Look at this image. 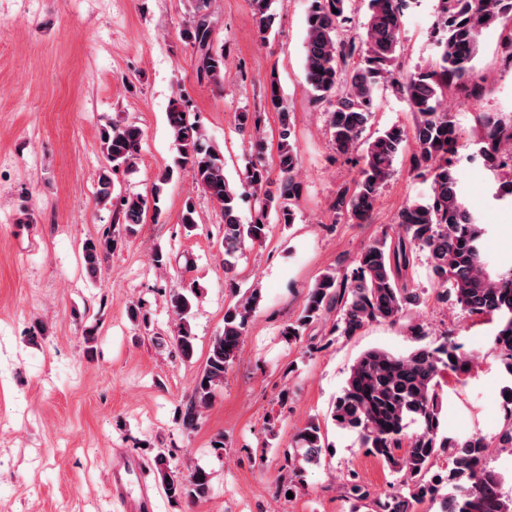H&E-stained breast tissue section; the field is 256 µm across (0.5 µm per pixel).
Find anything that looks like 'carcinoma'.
Masks as SVG:
<instances>
[{
  "instance_id": "1",
  "label": "carcinoma",
  "mask_w": 512,
  "mask_h": 512,
  "mask_svg": "<svg viewBox=\"0 0 512 512\" xmlns=\"http://www.w3.org/2000/svg\"><path fill=\"white\" fill-rule=\"evenodd\" d=\"M273 2L251 0L254 18L264 34L272 30L276 19ZM365 2L366 21L360 33L349 34L345 29L350 0H313L306 19L304 71L310 100L324 109L336 152L356 153L362 160L354 188L338 191L332 209L338 216L365 221L393 174L398 154L410 140L414 143L412 167L423 171L430 181L429 191L424 200L397 212L394 235L364 247L350 272L340 277L334 272L323 274L308 291L301 316L285 328L284 335L290 343L300 340L323 311L333 308L336 322L332 332L339 336H353L373 321L398 322L423 301L411 279L414 256L423 252L439 300H450L470 314L495 321L491 350L512 376V262L501 264L493 273L488 270L483 248L486 217L466 205L454 165L466 142H472L477 156L494 175L492 198L512 206V156L503 152L504 145L512 143V116L505 120L478 114L479 132L468 139L456 116L444 108L450 91L463 89L471 98L480 96L475 59L485 32L502 29L501 53L512 62V0H437L433 22L436 56L428 67L414 71L404 70L398 62L409 0ZM209 8L210 0H192L193 20L183 35L196 47L199 78L219 83L224 77V49L213 48ZM381 84L390 85L405 99L414 114V126L408 130L392 125L367 138ZM265 96L280 118L277 181L270 180L263 166L253 165L239 185H231L224 174L223 155L183 100H173L167 112L178 168L224 216L221 245L228 274L247 245L266 241L270 217L283 224L294 223V208L302 192L300 159L290 143V112L273 75L265 86ZM238 121L251 145L263 149L260 116L241 112ZM142 139V129L133 123L114 122L102 132L108 166L98 178L99 202L112 200L111 174L120 168L133 169ZM173 174L171 168L161 173L149 196L120 198L118 215L125 231L132 232L135 225L144 223L148 211L158 213L163 185ZM247 194L254 200L255 215L244 224L238 200ZM116 243L109 231L83 243L82 258L91 274L101 270ZM196 297L198 292L191 287L170 294L168 299L176 317V348L185 358L193 354L188 317ZM260 300L259 291L252 288L224 311V329L211 342L191 397L180 412L185 430L198 427L215 389L223 384ZM407 331L419 342L410 351L374 348L360 355L331 414L339 428L356 434L361 447L399 474V480L376 492L352 474L345 493L367 512H416L426 501L438 504L439 512H512V496L502 491V475L487 464L491 448L512 454V386L504 388V419L494 436L448 434L442 420L444 374L469 373L472 358L447 336L437 345L425 342L429 331L422 323H409ZM298 442L299 452L284 455L293 473L320 464L325 449L321 428L314 423L300 431ZM443 457L447 468L434 470ZM155 465L171 500L200 502L209 496L211 476L207 471L195 469L181 475L162 455L156 457Z\"/></svg>"
}]
</instances>
